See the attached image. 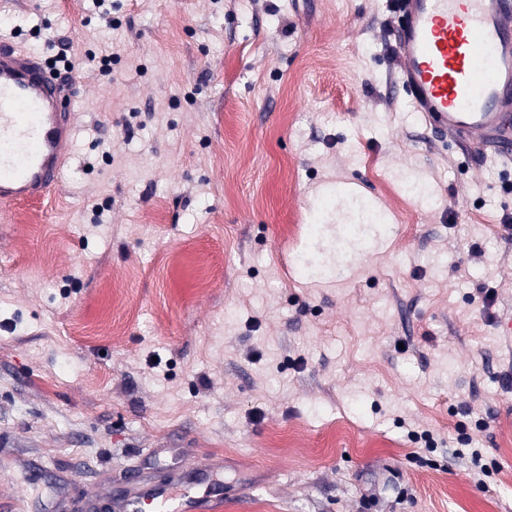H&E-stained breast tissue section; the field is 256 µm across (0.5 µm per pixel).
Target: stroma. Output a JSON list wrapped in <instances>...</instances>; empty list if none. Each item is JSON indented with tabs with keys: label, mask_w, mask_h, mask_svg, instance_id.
Returning a JSON list of instances; mask_svg holds the SVG:
<instances>
[{
	"label": "stroma",
	"mask_w": 512,
	"mask_h": 512,
	"mask_svg": "<svg viewBox=\"0 0 512 512\" xmlns=\"http://www.w3.org/2000/svg\"><path fill=\"white\" fill-rule=\"evenodd\" d=\"M391 3L0 0L82 79L64 182L0 214V512L203 464L211 512H512V168L392 94ZM349 181L389 225L312 276Z\"/></svg>",
	"instance_id": "1"
}]
</instances>
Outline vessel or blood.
Instances as JSON below:
<instances>
[{
  "label": "vessel or blood",
  "instance_id": "1",
  "mask_svg": "<svg viewBox=\"0 0 512 512\" xmlns=\"http://www.w3.org/2000/svg\"><path fill=\"white\" fill-rule=\"evenodd\" d=\"M399 88L433 128L512 161V0H397ZM76 78L0 39V204L45 196L62 182L76 114ZM210 495L152 485L122 512H205Z\"/></svg>",
  "mask_w": 512,
  "mask_h": 512
}]
</instances>
